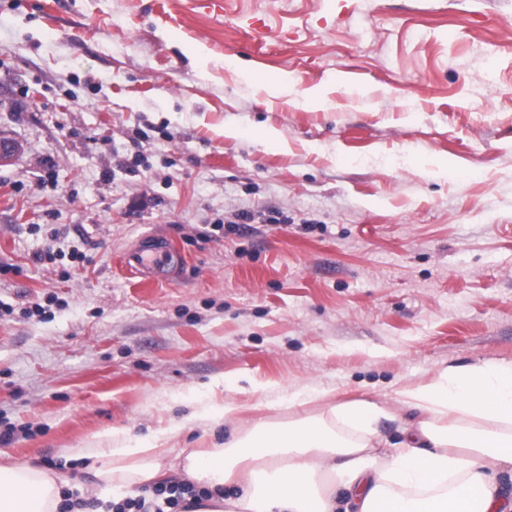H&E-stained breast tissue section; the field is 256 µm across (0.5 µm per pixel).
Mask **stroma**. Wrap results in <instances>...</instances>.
Wrapping results in <instances>:
<instances>
[{
	"label": "stroma",
	"instance_id": "1",
	"mask_svg": "<svg viewBox=\"0 0 512 512\" xmlns=\"http://www.w3.org/2000/svg\"><path fill=\"white\" fill-rule=\"evenodd\" d=\"M0 138V453L96 512L111 431L512 361V0H0ZM176 250L166 243V249L145 248L128 252L123 256L126 268L141 281L158 283L168 279L175 266Z\"/></svg>",
	"mask_w": 512,
	"mask_h": 512
}]
</instances>
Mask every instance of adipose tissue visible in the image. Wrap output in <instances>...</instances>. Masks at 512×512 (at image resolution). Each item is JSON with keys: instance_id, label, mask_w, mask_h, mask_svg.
I'll return each mask as SVG.
<instances>
[{"instance_id": "ef3b65f1", "label": "adipose tissue", "mask_w": 512, "mask_h": 512, "mask_svg": "<svg viewBox=\"0 0 512 512\" xmlns=\"http://www.w3.org/2000/svg\"><path fill=\"white\" fill-rule=\"evenodd\" d=\"M395 400L418 419L388 456L373 443L384 407L317 388L288 405L319 402L318 415L281 424L264 398L228 401L218 416L234 428L223 445L171 458L161 440H118L101 449L95 474L116 492L182 476L208 493L197 512H512L497 480L512 473V363L449 365L427 384L397 389ZM247 412L251 425L236 428ZM61 501L50 471L0 464V512H58Z\"/></svg>"}]
</instances>
